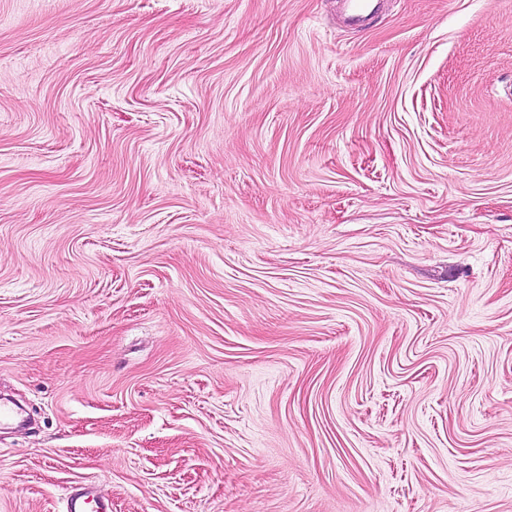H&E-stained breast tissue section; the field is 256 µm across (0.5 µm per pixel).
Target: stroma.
Returning <instances> with one entry per match:
<instances>
[{
	"label": "stroma",
	"mask_w": 512,
	"mask_h": 512,
	"mask_svg": "<svg viewBox=\"0 0 512 512\" xmlns=\"http://www.w3.org/2000/svg\"><path fill=\"white\" fill-rule=\"evenodd\" d=\"M0 512H512V0H0ZM383 0H341L340 15L343 24L357 28L366 24L369 18L379 10ZM67 512H108L109 504L90 488L71 491L66 500Z\"/></svg>",
	"instance_id": "obj_1"
}]
</instances>
